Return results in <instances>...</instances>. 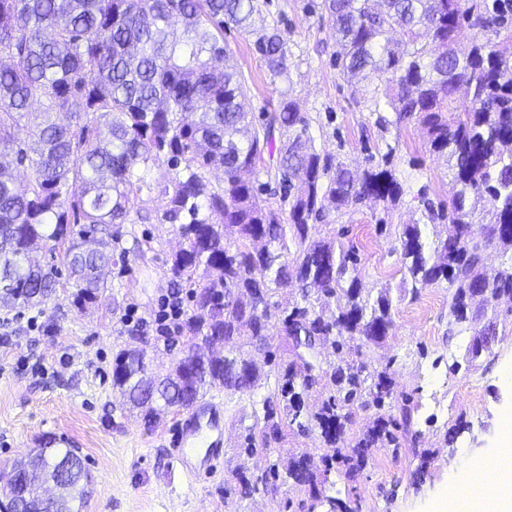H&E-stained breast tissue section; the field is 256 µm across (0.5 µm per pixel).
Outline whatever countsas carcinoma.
<instances>
[{
  "mask_svg": "<svg viewBox=\"0 0 512 512\" xmlns=\"http://www.w3.org/2000/svg\"><path fill=\"white\" fill-rule=\"evenodd\" d=\"M321 8L332 20L336 64L386 105L373 112L375 125L417 122L458 184L446 205H434L424 187L417 192L422 218L447 221L455 234L429 247L420 223L404 225L401 259L412 282L447 283L450 332L472 304L512 301V78L503 79L512 75V47L489 39L453 45L464 24L483 33L507 28L512 0H322ZM259 16L258 0H0V147L30 168L19 183L0 173V281L12 284L0 306H36L55 295L57 267L26 261L50 242L64 248L73 304L94 302L105 287L98 270L126 258L112 227L132 223V198L153 191L149 163H166L160 220L184 241L171 255L172 283L203 279L191 293L192 342L164 374L143 349L126 346L115 356L112 385L150 425L162 409L192 408L209 386L262 385L258 366L215 351L214 342L234 348L246 325L263 349L273 318L286 337L302 329L313 343L278 364L277 394L245 427L239 452L246 455L283 436L284 413L304 427L301 392L324 378L329 395L312 419L330 444L344 408L392 407L384 373L364 365L328 371L308 355L327 343L339 354L355 336L376 342L392 326L389 298L362 295L356 250L321 236L318 225L330 224L334 211L394 205L404 194L396 147L387 143L375 164L350 170L316 149L287 90L273 111L248 119L224 29L247 34L270 76L289 81L286 33L256 25ZM34 104L45 118L18 144L14 128ZM53 112L70 114V122L52 120ZM213 170L224 172L223 184L209 182ZM263 175L281 185L279 203L264 198ZM479 208L491 222L476 231L469 217ZM490 247L503 258L493 272L482 263ZM295 283L300 300H274ZM395 428L379 416L371 441L398 446ZM13 467L22 503L13 498L0 509L81 512L90 474L79 456L47 441ZM281 475L273 461L256 482L275 492ZM284 475L314 482L305 457Z\"/></svg>",
  "mask_w": 512,
  "mask_h": 512,
  "instance_id": "1",
  "label": "carcinoma"
}]
</instances>
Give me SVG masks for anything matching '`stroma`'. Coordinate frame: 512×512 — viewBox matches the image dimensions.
<instances>
[{"instance_id":"1","label":"stroma","mask_w":512,"mask_h":512,"mask_svg":"<svg viewBox=\"0 0 512 512\" xmlns=\"http://www.w3.org/2000/svg\"><path fill=\"white\" fill-rule=\"evenodd\" d=\"M319 0H266L264 18L288 33L291 95L306 113L317 150L362 168V143L397 145V175L406 195L390 208H348L334 215L325 235H339L357 249L361 286L370 298L388 295L393 326L376 343L348 341L342 353L323 346L322 364L366 362L385 372L394 400L410 398L414 407L410 431L401 435L399 452L372 445L357 473L333 455L316 427L287 429L271 443L270 453L237 454L244 426L254 409L276 388V362L292 353L277 326L268 339L276 355L268 363L248 336L237 346L252 357L268 379L254 393L209 388L207 398L224 403V457L215 470L195 482L169 463L170 441L184 419L181 411L164 414L159 425L144 423L112 389V363L121 348L139 337L156 371H165L173 356L189 344L181 332L165 344L151 331L124 322L129 307L152 319L161 299L176 289L167 273L179 240L171 225L159 219L158 187L167 184L166 164L152 165L147 179L152 191L133 201L134 210L150 212L151 221L119 226V245L127 260L112 266L107 286L93 304L77 310L71 280L60 276L57 293L47 302L22 308H0L11 319L14 356L0 361V470L30 449L54 440L56 447L77 449L92 475L85 512H430V505L459 468L494 448L498 422L512 412V304L472 308L468 320L448 327L446 283L413 286L400 257L397 236L403 225L417 221L416 193L428 186L433 201L445 202L454 190L453 173L444 158L431 154L423 130L405 122L389 130L374 123L370 99H356L333 62L336 50L332 23ZM224 46L242 77L253 112L274 109L285 85L267 74L259 56L235 29L224 33ZM389 227L378 232V218ZM192 284H182L189 297ZM36 328H28L29 317ZM308 457L319 486L287 481L277 494L256 487L249 496L224 497L225 484L237 472L261 475L268 460Z\"/></svg>"}]
</instances>
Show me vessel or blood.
<instances>
[{
    "mask_svg": "<svg viewBox=\"0 0 512 512\" xmlns=\"http://www.w3.org/2000/svg\"><path fill=\"white\" fill-rule=\"evenodd\" d=\"M224 439V407L205 402L183 421L174 454L183 473L191 479L213 469Z\"/></svg>",
    "mask_w": 512,
    "mask_h": 512,
    "instance_id": "vessel-or-blood-1",
    "label": "vessel or blood"
}]
</instances>
